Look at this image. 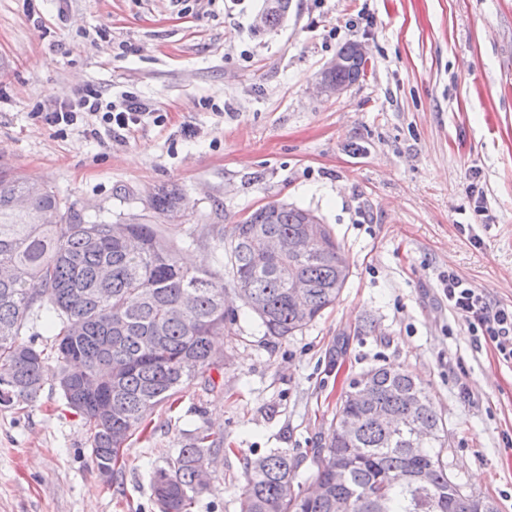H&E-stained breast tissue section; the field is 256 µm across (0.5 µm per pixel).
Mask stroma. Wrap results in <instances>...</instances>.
Masks as SVG:
<instances>
[{"label": "stroma", "instance_id": "stroma-1", "mask_svg": "<svg viewBox=\"0 0 512 512\" xmlns=\"http://www.w3.org/2000/svg\"><path fill=\"white\" fill-rule=\"evenodd\" d=\"M0 0V166L113 222L164 189L182 257L223 269L219 240L273 201L312 208L350 259L335 305L283 341L240 310L217 337L214 389L183 385L126 443L112 482L54 380L0 407V512H158L151 477L197 430L223 438L191 512H238L248 460L328 441L350 379L392 363L423 382L448 430V469L512 512V361L448 306L452 272L512 306V0ZM368 66L340 96L314 90L346 43ZM163 115L100 142L33 111L86 87ZM192 136H185L184 126ZM375 334H367V325Z\"/></svg>", "mask_w": 512, "mask_h": 512}]
</instances>
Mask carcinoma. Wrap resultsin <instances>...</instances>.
I'll return each mask as SVG.
<instances>
[{"label": "carcinoma", "instance_id": "1", "mask_svg": "<svg viewBox=\"0 0 512 512\" xmlns=\"http://www.w3.org/2000/svg\"><path fill=\"white\" fill-rule=\"evenodd\" d=\"M355 43L340 51L351 63L333 73L347 85L364 74L355 59ZM29 195L28 180L0 171V268L18 271L0 278V406L31 403L46 379V361H55L56 383L68 405L89 426L96 470L115 469L119 449L185 383L200 380L215 387L210 361L212 337L234 324L224 280L236 285L235 297L264 327L283 340L304 329L339 299L350 267L339 259L341 246L325 224L324 245L295 265L310 288L304 308L294 309L288 288L289 260L259 256L268 235H297L310 209L271 202L232 225L220 246L229 254L227 275L192 270L182 264L174 241L154 225L130 216L127 234H110V222L86 218L62 204L49 187L30 195L24 210L13 201ZM181 196H154L151 209L175 212ZM54 210L55 224L41 215ZM45 320L54 336L50 352L20 340L28 324ZM374 400L405 426L388 435L369 410L354 401L352 378L331 420L328 445L317 449L310 484L325 491L311 496L297 485L304 457L276 448L247 462L239 512H336V496L351 488L350 512H478L471 495L448 485L445 428L422 383L391 364L366 371ZM102 381L97 392L83 394L85 382ZM416 388L421 403L408 405ZM428 436L415 453L404 446L412 420ZM221 440L204 430L177 456L154 471L152 492L159 512H189L205 485L197 471L221 451Z\"/></svg>", "mask_w": 512, "mask_h": 512}]
</instances>
